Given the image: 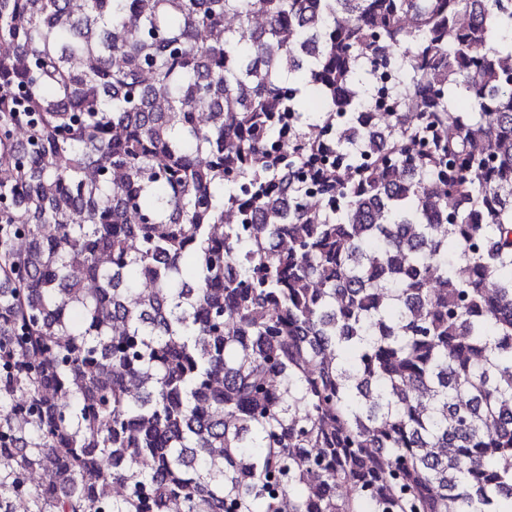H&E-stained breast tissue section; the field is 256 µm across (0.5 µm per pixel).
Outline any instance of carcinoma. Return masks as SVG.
Masks as SVG:
<instances>
[{"instance_id": "obj_1", "label": "carcinoma", "mask_w": 512, "mask_h": 512, "mask_svg": "<svg viewBox=\"0 0 512 512\" xmlns=\"http://www.w3.org/2000/svg\"><path fill=\"white\" fill-rule=\"evenodd\" d=\"M1 43L0 512H512V0H0ZM371 78L374 108L370 121L372 126L382 127L395 105L391 94L395 90L398 74L390 65L374 71Z\"/></svg>"}]
</instances>
